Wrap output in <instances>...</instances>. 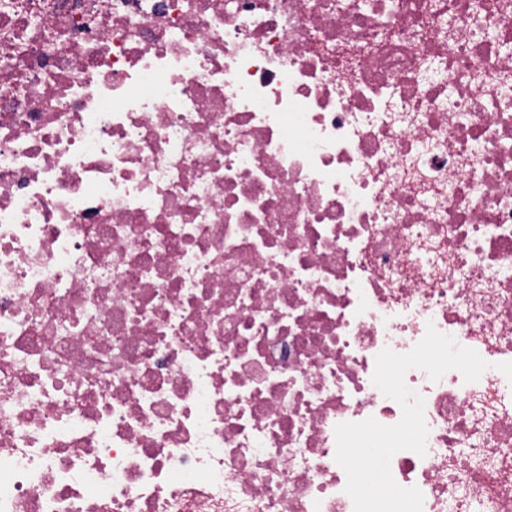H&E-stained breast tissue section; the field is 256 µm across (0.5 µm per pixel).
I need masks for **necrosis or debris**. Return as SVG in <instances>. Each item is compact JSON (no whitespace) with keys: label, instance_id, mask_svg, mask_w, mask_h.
Instances as JSON below:
<instances>
[{"label":"necrosis or debris","instance_id":"1","mask_svg":"<svg viewBox=\"0 0 512 512\" xmlns=\"http://www.w3.org/2000/svg\"><path fill=\"white\" fill-rule=\"evenodd\" d=\"M512 512V0H0V512Z\"/></svg>","mask_w":512,"mask_h":512}]
</instances>
